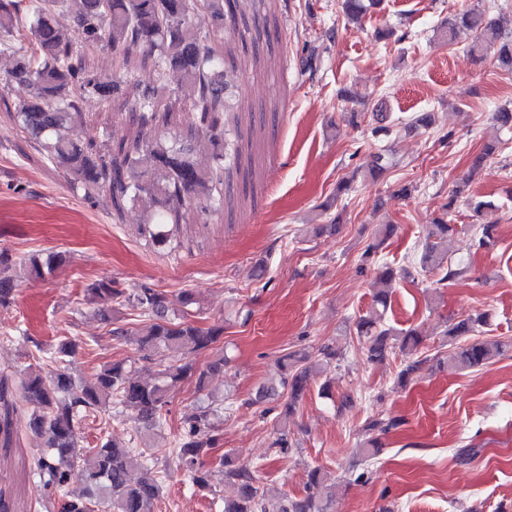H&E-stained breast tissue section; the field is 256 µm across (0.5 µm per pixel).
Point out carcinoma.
Instances as JSON below:
<instances>
[{
	"mask_svg": "<svg viewBox=\"0 0 512 512\" xmlns=\"http://www.w3.org/2000/svg\"><path fill=\"white\" fill-rule=\"evenodd\" d=\"M245 0H0V53L12 55L10 77L28 83L30 97L14 107L18 129L38 143L46 159L63 168L73 185L90 197L106 192L112 201V215L122 219L128 208L144 213L141 233L156 246L167 245L181 224L184 206L199 203L219 207L224 202L227 175L224 168V124L228 106L224 100L223 73L228 48L220 31L224 19L244 16ZM74 6L75 29L69 31L55 20L62 8ZM212 18L213 31L195 34L193 19ZM512 16H486L470 8L448 18V43L457 30H474L476 41L469 52L480 55L498 46L500 67L512 71V37L507 27ZM106 47L112 51V75H104L90 62L88 50ZM149 66L154 80L135 85L130 98H114L121 91L122 77L139 67ZM93 97L105 103L119 102V109L131 112L132 132L112 142L78 131L80 102ZM189 119V135L204 134L213 145L211 156H198L190 143L162 134L177 117ZM456 225L437 217L426 230L419 268L441 275L447 282L462 275V269L448 263V236ZM390 228L375 236L362 254L363 264L373 261L384 245ZM65 256L50 252L44 256L18 257L0 249V308L11 306L24 276L53 274ZM396 271L386 267L378 272L372 311L355 323L356 335L365 342L372 362L384 361L398 348L413 355L423 338L414 329L396 330L385 323L391 284ZM92 300L116 301L140 309L147 323L137 343L145 356L167 350L180 356L211 348L223 334L219 326H204L188 318L169 315L165 294L145 284L127 294L111 279L88 286ZM486 324L482 313L468 314L447 330L450 337L473 336ZM512 347V342L474 340L458 347L448 361L461 369L483 366ZM79 343L66 338L57 345L49 374L42 369L27 372L20 380V394L30 406L26 425L44 440L35 466L49 496L58 497L57 512H153L159 497L158 458L146 448L118 445L108 440L94 448H82L76 431L77 417L96 416L109 404L135 415L136 419L161 427L170 391L194 374L190 361L174 363L154 380L131 375L125 363L115 361L93 374L90 383L70 372V358ZM322 358L310 361L299 351L283 355L277 362L280 386H260L252 403L260 405L288 390L277 422L281 427L295 412L310 381L340 355L326 346ZM7 379H0V401H4V444L10 442ZM215 409L198 408L183 417L171 454L177 466L200 490L212 488L220 474L238 482V496L224 500V512H331L336 487L327 484L321 469L308 473L300 497L270 499L260 493L256 478L229 454L213 472L204 468L203 458L219 447V429L212 421ZM81 477V494L70 496L69 484Z\"/></svg>",
	"mask_w": 512,
	"mask_h": 512,
	"instance_id": "obj_1",
	"label": "carcinoma"
}]
</instances>
